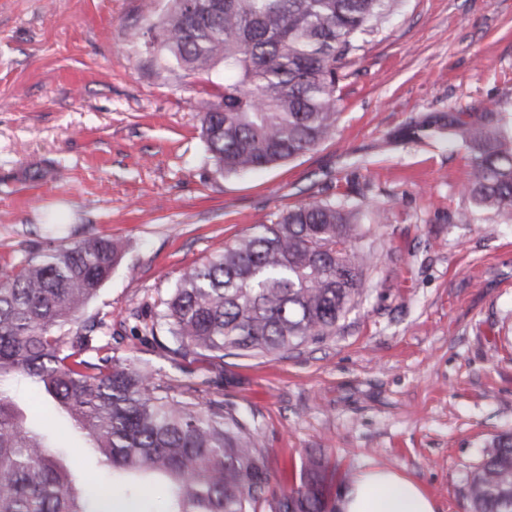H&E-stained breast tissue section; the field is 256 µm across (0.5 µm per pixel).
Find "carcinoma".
<instances>
[{
	"label": "carcinoma",
	"mask_w": 512,
	"mask_h": 512,
	"mask_svg": "<svg viewBox=\"0 0 512 512\" xmlns=\"http://www.w3.org/2000/svg\"><path fill=\"white\" fill-rule=\"evenodd\" d=\"M402 0H169L144 45L185 75L222 70L201 118L217 170L237 175L293 160L331 138L349 58L389 23ZM469 157L462 192L474 212L512 220V113H450L440 123ZM358 207L303 203L275 224L185 270L160 301L150 333L171 362L277 355L336 333L363 291L371 252L357 247ZM120 251L92 237L27 251L0 273V512H336L333 469L316 454L299 484L276 492L255 421L202 400L149 364L111 354L86 333V304ZM28 379L54 414L27 423L13 383ZM84 441L101 476L79 471L58 428ZM470 512H512V433L495 436L467 480ZM161 494L162 509L149 491Z\"/></svg>",
	"instance_id": "cac0c4a2"
}]
</instances>
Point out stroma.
Masks as SVG:
<instances>
[{
  "mask_svg": "<svg viewBox=\"0 0 512 512\" xmlns=\"http://www.w3.org/2000/svg\"><path fill=\"white\" fill-rule=\"evenodd\" d=\"M167 6L0 0V271L52 243L112 237L121 259L82 319L104 321L114 356L254 417L276 489L322 454L336 466L333 500L387 467L439 512H468L484 445L512 432V221L456 223L464 147L407 130L512 111V0H402L349 59L336 135L239 176L216 170L201 137L219 87L158 69L132 41ZM314 198L387 214L365 220L376 261L335 335L172 368L144 325L180 273Z\"/></svg>",
  "mask_w": 512,
  "mask_h": 512,
  "instance_id": "stroma-1",
  "label": "stroma"
}]
</instances>
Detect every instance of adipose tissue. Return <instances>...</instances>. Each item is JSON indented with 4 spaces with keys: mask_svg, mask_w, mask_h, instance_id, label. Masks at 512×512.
Returning <instances> with one entry per match:
<instances>
[{
    "mask_svg": "<svg viewBox=\"0 0 512 512\" xmlns=\"http://www.w3.org/2000/svg\"><path fill=\"white\" fill-rule=\"evenodd\" d=\"M340 512H437L434 500L406 475L387 468L360 474L339 503Z\"/></svg>",
    "mask_w": 512,
    "mask_h": 512,
    "instance_id": "obj_1",
    "label": "adipose tissue"
}]
</instances>
